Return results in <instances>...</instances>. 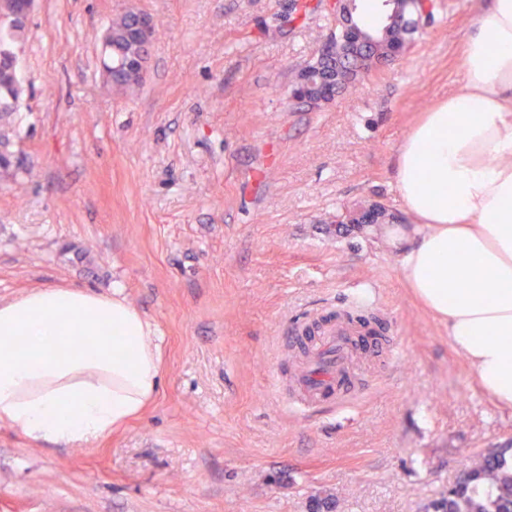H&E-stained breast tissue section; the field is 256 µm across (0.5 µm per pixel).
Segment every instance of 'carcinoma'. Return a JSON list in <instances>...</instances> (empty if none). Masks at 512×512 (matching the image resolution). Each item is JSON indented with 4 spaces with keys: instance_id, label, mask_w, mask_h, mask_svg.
Segmentation results:
<instances>
[{
    "instance_id": "cac0c4a2",
    "label": "carcinoma",
    "mask_w": 512,
    "mask_h": 512,
    "mask_svg": "<svg viewBox=\"0 0 512 512\" xmlns=\"http://www.w3.org/2000/svg\"><path fill=\"white\" fill-rule=\"evenodd\" d=\"M393 8L375 28H363L365 36L375 39L367 48L353 46L350 35L342 30L336 34L353 48L352 67L341 70L336 60L316 56L309 67L315 72H332L341 87L355 82L369 70L368 61L380 58L389 48L406 50L418 33L417 17L428 6L425 0H385ZM137 14L126 13L112 21L104 35L108 62L104 63L106 81L119 89L141 85L130 65L148 55V48L137 35ZM26 21L14 15L11 2L0 4V101H17L19 89L15 69L14 47L23 39ZM443 512H512V450L499 448L491 454L476 452L461 465L456 485L448 496L439 500Z\"/></svg>"
}]
</instances>
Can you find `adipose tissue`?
I'll return each instance as SVG.
<instances>
[{
	"instance_id": "adipose-tissue-1",
	"label": "adipose tissue",
	"mask_w": 512,
	"mask_h": 512,
	"mask_svg": "<svg viewBox=\"0 0 512 512\" xmlns=\"http://www.w3.org/2000/svg\"><path fill=\"white\" fill-rule=\"evenodd\" d=\"M462 67L397 151L396 189L421 230L389 237L414 296L486 394L512 407V0L481 7ZM152 334L118 288L0 303V423L68 448L111 434L159 392Z\"/></svg>"
}]
</instances>
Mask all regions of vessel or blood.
<instances>
[{
  "instance_id": "obj_1",
  "label": "vessel or blood",
  "mask_w": 512,
  "mask_h": 512,
  "mask_svg": "<svg viewBox=\"0 0 512 512\" xmlns=\"http://www.w3.org/2000/svg\"><path fill=\"white\" fill-rule=\"evenodd\" d=\"M345 308V314L329 322L323 343L314 350L307 368L297 376L296 396L290 401L292 407L303 410L318 403L341 407L358 396L349 357L361 336L367 333L357 320L364 304L352 299Z\"/></svg>"
}]
</instances>
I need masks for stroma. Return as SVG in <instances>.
<instances>
[{
    "label": "stroma",
    "instance_id": "obj_1",
    "mask_svg": "<svg viewBox=\"0 0 512 512\" xmlns=\"http://www.w3.org/2000/svg\"><path fill=\"white\" fill-rule=\"evenodd\" d=\"M406 54L335 101L288 88L336 28L326 0H36L0 112V301L118 287L151 322L162 386L83 448L0 424V512H427L461 461L512 445L448 327L413 298L373 202L412 216L399 145L462 75L480 0H431ZM156 35L135 91L103 77L105 29ZM376 297L401 358L359 359L341 410L288 406L308 347L350 295Z\"/></svg>",
    "mask_w": 512,
    "mask_h": 512
}]
</instances>
